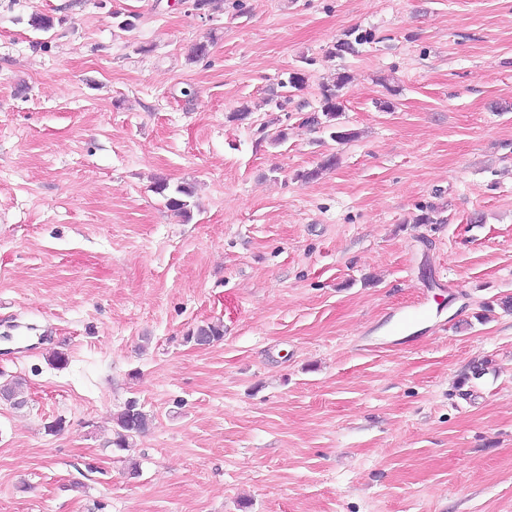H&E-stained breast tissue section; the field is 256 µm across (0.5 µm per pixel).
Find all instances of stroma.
I'll return each mask as SVG.
<instances>
[{"instance_id": "1", "label": "stroma", "mask_w": 512, "mask_h": 512, "mask_svg": "<svg viewBox=\"0 0 512 512\" xmlns=\"http://www.w3.org/2000/svg\"><path fill=\"white\" fill-rule=\"evenodd\" d=\"M507 295L512 0H0V512H512ZM373 40V35L370 32L350 31L343 34L334 41L326 50V56L330 58H343L346 55H354L358 53V46L370 43ZM306 84V74L301 69L288 72L278 83V88H272L267 98L268 112H288V104L291 103L296 91H301ZM350 79L349 73L345 70L336 72L332 82L322 86L319 109L314 110L310 116L305 118V123L309 125L330 128L332 130L331 137L339 143H347L356 137L353 130L347 129L337 121L343 112L340 101L342 92ZM201 336L205 337L210 345L222 341L224 338V324L221 321L204 322L189 330L186 334V340L198 344ZM113 422V437L108 443L121 451H130L134 447L135 439L146 434L153 424L152 417L134 399L128 400L114 414Z\"/></svg>"}]
</instances>
